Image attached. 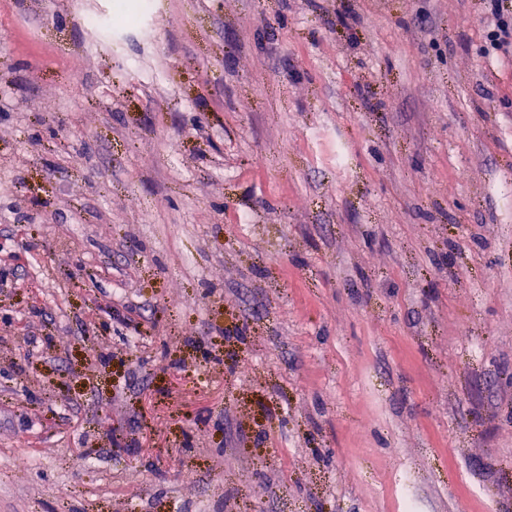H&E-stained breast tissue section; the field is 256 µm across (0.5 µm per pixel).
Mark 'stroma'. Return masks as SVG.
<instances>
[{
	"label": "stroma",
	"mask_w": 512,
	"mask_h": 512,
	"mask_svg": "<svg viewBox=\"0 0 512 512\" xmlns=\"http://www.w3.org/2000/svg\"><path fill=\"white\" fill-rule=\"evenodd\" d=\"M0 0V512H512V57L484 0Z\"/></svg>",
	"instance_id": "obj_1"
}]
</instances>
